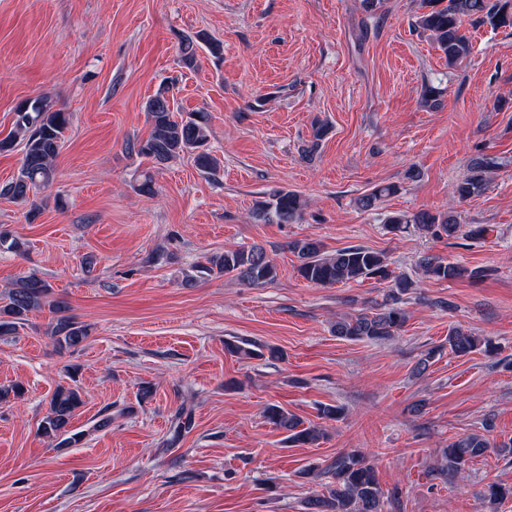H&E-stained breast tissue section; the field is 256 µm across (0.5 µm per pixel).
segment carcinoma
Here are the masks:
<instances>
[{"label":"carcinoma","mask_w":512,"mask_h":512,"mask_svg":"<svg viewBox=\"0 0 512 512\" xmlns=\"http://www.w3.org/2000/svg\"><path fill=\"white\" fill-rule=\"evenodd\" d=\"M423 11L417 16L415 27L429 33L448 66L454 67L471 52L470 38L465 24L488 23L494 28H512V0H422ZM206 49L215 58L221 56L219 41L198 35L180 41L181 62L191 66L196 61L197 49ZM177 105L172 88L158 90L145 103L151 131L145 139L128 143V150L148 158L157 167L167 166L184 157L192 158L197 170L208 178H216L222 162L209 149L210 117L203 111L176 114ZM11 132L0 138V153L18 150L20 166L16 176L0 187V195L29 207L28 217H35L40 206L30 198L35 189H46L56 179V158L62 147L71 115L53 108L47 99H29L27 111L14 113ZM495 167V160L485 155L469 161L470 176L455 186L461 198L478 193L484 185L486 174ZM396 186H377L356 200L362 211L375 209L378 202L394 193ZM306 203L301 196L286 189H276L268 198L256 203L253 219L268 224H293L301 220ZM385 224L394 232H402L410 224L441 238H456L461 232L457 218L449 214L420 211L414 214L392 213L385 217ZM288 250L297 258L299 276L311 285L330 288L348 281L375 279L387 281L390 288L382 302L365 312L340 317L332 326L335 336L356 341L385 342L394 339L407 322L402 307L403 296L417 286L414 279L395 273L382 252L360 245L326 250L317 238H300L288 243ZM416 274L422 279L451 281L461 278L478 280L485 276L483 269H468L447 262L440 257L422 254L415 261ZM195 274L187 276L185 285L193 286L213 276L229 275L242 283L262 288L278 277V268L266 249L258 244L249 247L226 249L206 258V263L194 266ZM48 310L52 314L49 337L59 351H75L82 347L89 336V327L69 314V304L61 296L53 295L51 285L45 280L29 275L10 289L0 302V336H13L25 325L29 313ZM479 345L477 337L460 328L448 332V346L429 349L421 356L413 372L420 376L427 372L435 357L448 349L456 357H466ZM281 356L274 347L265 348L248 340H226L224 350L234 356L251 358L263 355ZM83 404L77 387H58L49 402V412L41 420L38 432L56 442V446L79 444L84 433L71 427L75 412ZM263 416L275 429L286 434L285 442L292 447L310 446L323 435L315 425H303L295 415L278 405L265 407ZM494 449L512 455V441L492 445L483 434L470 433L457 436L443 450L440 472L453 478L464 472L473 460ZM324 476L323 490L311 495L305 502L306 512H384L385 502L398 498L399 488L382 492L374 465L359 450L340 454L324 467H310L300 476ZM480 497L489 512L507 500H512V484L498 481L487 483Z\"/></svg>","instance_id":"obj_1"}]
</instances>
